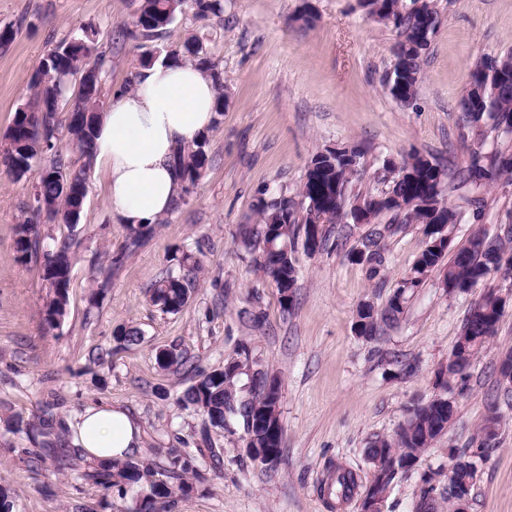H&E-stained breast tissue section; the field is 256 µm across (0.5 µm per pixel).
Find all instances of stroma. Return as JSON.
Here are the masks:
<instances>
[{
  "label": "stroma",
  "instance_id": "1",
  "mask_svg": "<svg viewBox=\"0 0 512 512\" xmlns=\"http://www.w3.org/2000/svg\"><path fill=\"white\" fill-rule=\"evenodd\" d=\"M223 17L184 12L154 40L159 50L198 36L218 60L228 107L209 135L211 164L181 210L167 215L152 238L113 276L97 307L89 297L98 268L119 250L127 227L106 207V175L90 172L81 221L44 224V247L71 238L76 260L69 307L57 326L43 323L46 290L35 263L16 252V227L28 214L31 179L12 180L0 166V483L11 486L15 512H130L139 487L103 492L87 476V462L59 471L30 467L34 442L7 419L30 417L52 405L65 423L87 407L108 403L140 423V459L168 465L164 449H187L207 477L178 499L173 512H360L372 466L365 450L392 434L415 400L437 392L435 374L448 361L471 308L494 289L506 300L498 334L470 366L468 389L455 399L447 431L428 448L415 472L395 480L385 512H416L420 474L439 472L448 484L449 448L468 447L489 405L506 385L496 371L512 349V279L493 275L466 292L448 291L432 275L409 301L400 321L368 342L355 333L358 306H384L427 239L419 224H405L384 239L386 263L378 276L352 260L373 227L327 225L328 244L299 253V277L290 308L254 272L234 242L254 220L259 197L296 196L317 151L360 146L365 155L354 191L383 190L384 161L417 151L456 171L471 152L488 156L512 147V133L480 145L463 141L460 100L476 58L512 51V0H437L440 28L426 55L424 79L413 106L397 103L382 78L394 63L395 32L369 18L360 0H222ZM134 0H0V28L18 27L0 51V137L30 96L42 58L59 44L96 30V46L112 67L105 91L123 85L139 53L136 41L115 43L112 31L130 21ZM316 16L305 26L304 9ZM461 214L448 233L453 245L475 231L505 235L512 226V182L474 197L448 189ZM203 248L196 289L181 312L153 306L148 291L162 271L176 268V249ZM136 327L139 344L114 351L117 328ZM246 345L258 367L281 383L284 456L275 467L252 462L241 434L206 429L204 416L180 397L184 373L165 371L159 349L188 352L205 368L222 366ZM495 446L479 465L469 512H512V408ZM353 470L359 486L337 508L320 491L329 463Z\"/></svg>",
  "mask_w": 512,
  "mask_h": 512
}]
</instances>
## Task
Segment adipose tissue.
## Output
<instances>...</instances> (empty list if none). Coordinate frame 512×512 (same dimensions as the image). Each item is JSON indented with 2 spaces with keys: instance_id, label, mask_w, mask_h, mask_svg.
<instances>
[{
  "instance_id": "1",
  "label": "adipose tissue",
  "mask_w": 512,
  "mask_h": 512,
  "mask_svg": "<svg viewBox=\"0 0 512 512\" xmlns=\"http://www.w3.org/2000/svg\"><path fill=\"white\" fill-rule=\"evenodd\" d=\"M218 91L192 64L157 61L134 88L112 91L96 129L94 168L107 174L106 203L121 224H152L181 192L173 151L207 135ZM74 445L89 460L125 458L142 447V429L125 409L85 408L71 426Z\"/></svg>"
}]
</instances>
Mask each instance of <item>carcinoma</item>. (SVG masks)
Returning a JSON list of instances; mask_svg holds the SVG:
<instances>
[{
	"label": "carcinoma",
	"instance_id": "carcinoma-1",
	"mask_svg": "<svg viewBox=\"0 0 512 512\" xmlns=\"http://www.w3.org/2000/svg\"><path fill=\"white\" fill-rule=\"evenodd\" d=\"M191 7L196 16L205 18L224 11L220 0H137L131 22L121 25L122 36L140 42L153 41L164 33ZM362 6L374 20L393 28L398 36L395 62L383 78L391 97L404 106H410L418 96L423 79V62L438 32L439 12L434 0H362ZM95 32H87L59 46V52L48 53L40 62L31 82L29 100L17 108L4 136L0 149V164L7 174L20 181L39 167L33 185L29 208L34 217L47 208L52 218L74 226L80 222L88 192V177L94 151V127L105 110L103 85L108 73V60L96 52ZM164 60L175 63L190 62L200 67L218 88L215 112L221 116L228 106L224 96L222 72L202 41L197 37L186 39L181 45L165 53ZM78 79L77 93L66 121L59 118L60 102L70 88L72 79ZM470 96L461 100L466 114V132L462 138L485 142L492 132L512 133V53L482 56L471 70ZM67 140L79 154L81 165H71L60 150ZM208 137L189 146L179 147L173 154L172 167L182 183V190L173 209L186 203L188 195L205 176L209 164ZM361 159L358 146L343 148L339 157L321 151L315 153L306 169L300 186V201L285 196L266 199L255 204L256 223L239 228L237 238L251 256V263L261 278L277 289L283 307L292 304L288 292L294 290L298 278V245L308 233V225L325 216L328 224L347 215L345 207L351 201L360 202L368 212L369 224H377L387 216L390 224H442L451 226L461 220L460 213L448 204L445 192L448 171L419 153L406 157L398 164H383V180L387 188L377 193H353L357 170L350 169L343 158ZM460 184L476 190L502 180H512V149L497 150L490 162L483 163L475 152L469 163L457 171ZM154 228L128 227L124 245L112 253L106 267L100 270L96 291L90 302L109 288L112 276L127 259L138 251ZM16 248L22 260L40 259L41 278L47 288L43 306V321L50 327L56 317L67 314L69 289L73 268L72 244L62 240L51 249H43L37 225L26 220L16 227ZM383 231L374 230L363 249L349 255L368 266L369 276L379 274L385 263V247L381 245ZM201 251H184L179 258L178 271L170 270L149 290L152 305L166 313L180 312L194 293L197 272L202 268ZM512 275V236L490 239L477 231L460 247L434 243L428 237L425 248L400 280L386 306L378 309L363 303L357 315L364 320L359 337L378 338L383 324L394 323L404 313L413 293L421 288L435 272L442 275L444 285L451 290H467L485 281L494 273ZM505 308V300L489 289L475 303L466 318L461 334L448 355V363L436 375V386L452 393L466 389L467 370L496 336ZM116 352L142 341L143 333L136 327H122L113 336ZM156 360L163 370H179L188 363L186 354L175 348L157 351ZM234 358L224 366L210 370L194 369L190 385L181 401L202 413L213 428L225 430L226 422L240 426L253 440L256 448H274L283 456V434L271 436L259 425L263 410L269 407L264 395L268 372L259 370L250 386V397L240 396L242 374L234 373ZM455 415L454 403L442 401L415 402L407 409V416L391 436L378 437L365 450L371 464L388 461H419L425 450L443 435ZM501 414L492 406L478 427L468 448H451L455 461V477L448 481L443 500L453 506L458 493H472L479 477V469L472 461L474 452L480 458L488 456L491 442L498 434ZM16 430H40L45 438L58 436L63 423L44 410L38 424L15 419ZM168 469L159 473L152 464L125 459H102L91 465L93 482L109 493L128 485L142 487L144 497L136 512H173L177 498L195 492L206 477L195 465V459L181 448L167 449ZM437 473L420 476L421 512H435L437 504L430 501L435 490ZM358 486L356 474L341 465L329 471L323 492L338 500L349 499Z\"/></svg>",
	"mask_w": 512,
	"mask_h": 512
}]
</instances>
